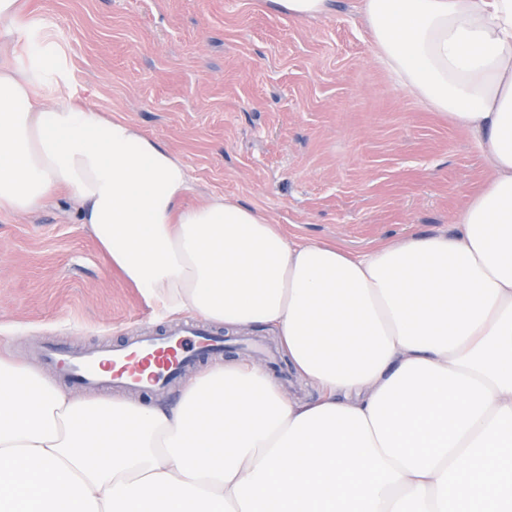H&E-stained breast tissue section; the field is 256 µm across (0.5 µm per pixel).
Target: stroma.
<instances>
[{
    "label": "stroma",
    "instance_id": "stroma-1",
    "mask_svg": "<svg viewBox=\"0 0 512 512\" xmlns=\"http://www.w3.org/2000/svg\"><path fill=\"white\" fill-rule=\"evenodd\" d=\"M357 0L301 21L267 0H30L17 33L52 44L62 93L135 123L186 166L182 204L228 197L290 238L360 254L443 234L489 177L469 135L376 59ZM77 204L0 212V336L40 366L159 334Z\"/></svg>",
    "mask_w": 512,
    "mask_h": 512
}]
</instances>
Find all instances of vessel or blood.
I'll return each mask as SVG.
<instances>
[{
    "mask_svg": "<svg viewBox=\"0 0 512 512\" xmlns=\"http://www.w3.org/2000/svg\"><path fill=\"white\" fill-rule=\"evenodd\" d=\"M224 350V338L200 322L175 325L159 336H134L120 345H104L73 354L54 346L45 356L70 379L90 389L103 384L164 388L194 367L201 357Z\"/></svg>",
    "mask_w": 512,
    "mask_h": 512,
    "instance_id": "obj_1",
    "label": "vessel or blood"
}]
</instances>
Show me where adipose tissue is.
Here are the masks:
<instances>
[{
    "mask_svg": "<svg viewBox=\"0 0 512 512\" xmlns=\"http://www.w3.org/2000/svg\"><path fill=\"white\" fill-rule=\"evenodd\" d=\"M377 57L490 178L448 234L363 254L254 207L186 209V166L54 96L0 41V211L62 195L161 318L272 332L311 400L216 364L179 398L79 395L0 346V512H512V0H359Z\"/></svg>",
    "mask_w": 512,
    "mask_h": 512,
    "instance_id": "1",
    "label": "adipose tissue"
}]
</instances>
